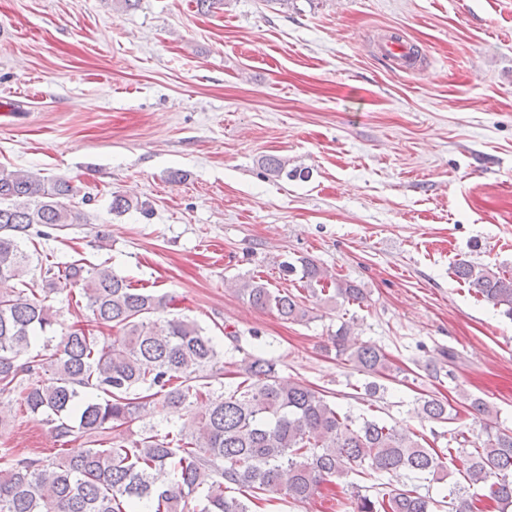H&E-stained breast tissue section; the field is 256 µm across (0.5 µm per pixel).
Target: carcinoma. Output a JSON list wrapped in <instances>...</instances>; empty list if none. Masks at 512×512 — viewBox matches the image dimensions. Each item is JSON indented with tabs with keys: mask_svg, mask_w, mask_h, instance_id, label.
<instances>
[{
	"mask_svg": "<svg viewBox=\"0 0 512 512\" xmlns=\"http://www.w3.org/2000/svg\"><path fill=\"white\" fill-rule=\"evenodd\" d=\"M267 174L294 176L274 156L261 160ZM64 178L0 170V425L13 405L53 425L58 439L78 435L89 447L77 455L19 456L0 448V512H252L288 497L308 502L321 486L351 473L406 471L424 482L445 480L435 449L395 425L340 412L322 392L281 378L273 359L246 354L241 381L224 390L211 379L224 374V348L186 316L173 314L174 298L134 288L109 267L76 260L58 273L54 266L31 274L27 244L71 224H86ZM301 272L303 290L325 303L361 304L363 289L339 281L308 258L288 264ZM454 275L475 294L512 318V275L460 259ZM79 289L92 320L118 331L101 338L78 323L55 339L59 313L48 303L59 287ZM239 293L252 306L285 321L309 318L305 297L270 288L251 277ZM42 342L39 351L34 345ZM336 352L370 376L389 370L386 355L372 344L351 342L342 323L332 336ZM208 401L206 411L194 405ZM182 414L175 431L133 430L141 412ZM421 416L447 423L448 402L419 403ZM463 481L448 484L444 500L420 486L353 495V512H474L473 485H489L499 512L512 507V432L485 428L472 449L458 442Z\"/></svg>",
	"mask_w": 512,
	"mask_h": 512,
	"instance_id": "obj_1",
	"label": "carcinoma"
}]
</instances>
